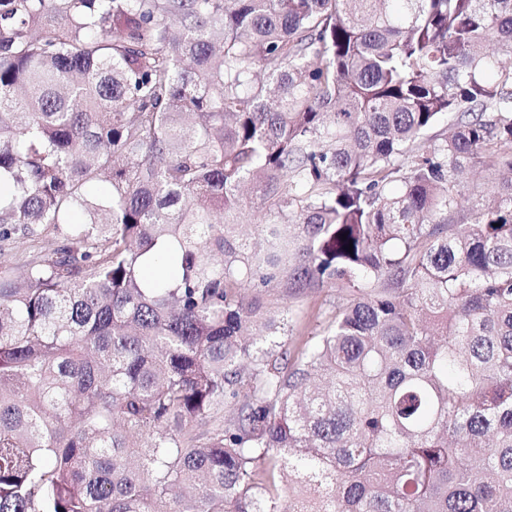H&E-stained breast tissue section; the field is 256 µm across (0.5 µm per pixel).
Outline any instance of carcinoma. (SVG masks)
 Here are the masks:
<instances>
[{
  "label": "carcinoma",
  "instance_id": "obj_1",
  "mask_svg": "<svg viewBox=\"0 0 512 512\" xmlns=\"http://www.w3.org/2000/svg\"><path fill=\"white\" fill-rule=\"evenodd\" d=\"M492 44L512 0H0V240L54 234L0 266V512H512ZM282 281L346 293L295 359Z\"/></svg>",
  "mask_w": 512,
  "mask_h": 512
}]
</instances>
